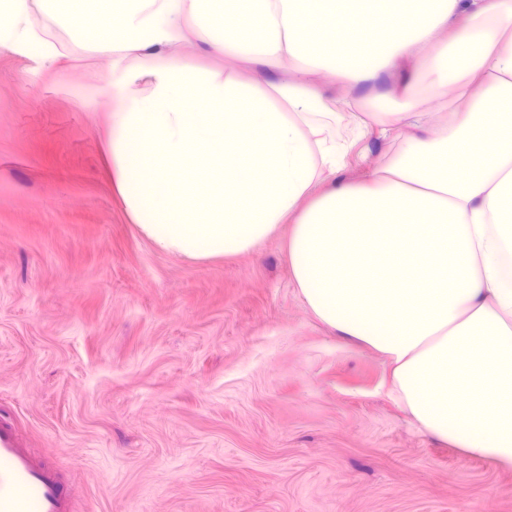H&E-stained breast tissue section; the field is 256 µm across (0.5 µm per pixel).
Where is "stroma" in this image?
<instances>
[{"instance_id": "1", "label": "stroma", "mask_w": 512, "mask_h": 512, "mask_svg": "<svg viewBox=\"0 0 512 512\" xmlns=\"http://www.w3.org/2000/svg\"><path fill=\"white\" fill-rule=\"evenodd\" d=\"M311 79L369 113L340 178L399 144L405 73ZM112 56L54 68L0 51V405L75 512H512V468L414 425L373 348L302 303L293 218L254 251L164 253L131 223L106 152Z\"/></svg>"}]
</instances>
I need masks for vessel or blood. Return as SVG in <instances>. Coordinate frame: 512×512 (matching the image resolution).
<instances>
[{
	"label": "vessel or blood",
	"instance_id": "vessel-or-blood-1",
	"mask_svg": "<svg viewBox=\"0 0 512 512\" xmlns=\"http://www.w3.org/2000/svg\"><path fill=\"white\" fill-rule=\"evenodd\" d=\"M60 472L28 448L11 417L0 416V512H74Z\"/></svg>",
	"mask_w": 512,
	"mask_h": 512
}]
</instances>
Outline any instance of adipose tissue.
<instances>
[{"label":"adipose tissue","instance_id":"ef3b65f1","mask_svg":"<svg viewBox=\"0 0 512 512\" xmlns=\"http://www.w3.org/2000/svg\"><path fill=\"white\" fill-rule=\"evenodd\" d=\"M442 32L419 75L447 111L388 113L396 157L337 179L336 106L311 73L365 81ZM183 41L261 70L161 56ZM89 42L112 55L107 151L132 223L208 259L295 215L307 310L384 355L424 432L512 468V0H0V50L44 69ZM286 60L291 81H269ZM217 66L224 68V73L229 75H247L258 68L253 63H248L233 54H224L211 60Z\"/></svg>","mask_w":512,"mask_h":512}]
</instances>
